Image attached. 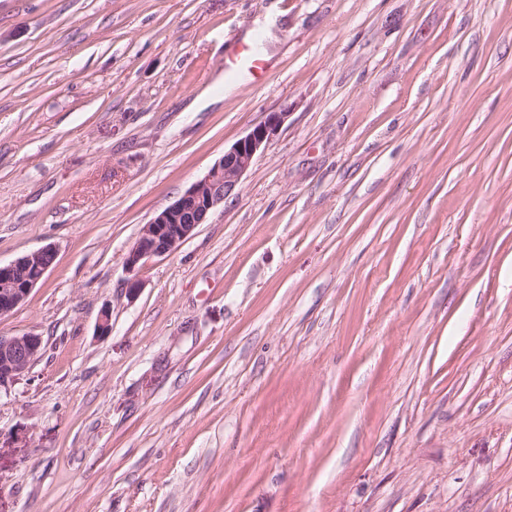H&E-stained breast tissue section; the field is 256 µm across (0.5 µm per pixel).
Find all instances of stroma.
<instances>
[{
	"label": "stroma",
	"instance_id": "obj_1",
	"mask_svg": "<svg viewBox=\"0 0 512 512\" xmlns=\"http://www.w3.org/2000/svg\"><path fill=\"white\" fill-rule=\"evenodd\" d=\"M47 246L0 512H512V0H0V263ZM224 58V76L230 81L238 80L247 73L254 80L260 79L267 70V61L252 43H238L231 54ZM286 117V113L271 112L263 123L225 151L220 161L202 179L144 225L125 260L129 274L126 280L129 297L137 296L141 289L140 272L144 261L173 252L198 224H203L209 218L217 206L234 192L243 173L255 156L273 140Z\"/></svg>",
	"mask_w": 512,
	"mask_h": 512
}]
</instances>
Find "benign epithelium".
Returning <instances> with one entry per match:
<instances>
[{
	"label": "benign epithelium",
	"mask_w": 512,
	"mask_h": 512,
	"mask_svg": "<svg viewBox=\"0 0 512 512\" xmlns=\"http://www.w3.org/2000/svg\"><path fill=\"white\" fill-rule=\"evenodd\" d=\"M286 117L285 112L270 113L264 122L225 151L202 179L144 225L125 260L129 297L137 296L141 289L140 272L144 261L176 250L197 225L209 218L217 206L234 192L243 173L255 156L273 140ZM54 260V249L46 247L8 264H0V315L11 312L26 301ZM42 349V337L34 334L9 338L0 336V391L8 390L29 369Z\"/></svg>",
	"instance_id": "benign-epithelium-1"
}]
</instances>
